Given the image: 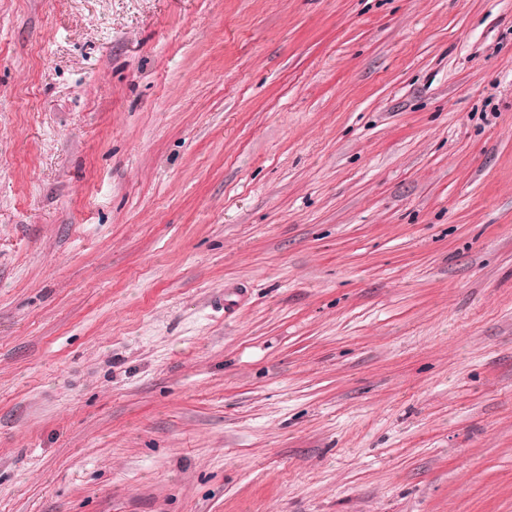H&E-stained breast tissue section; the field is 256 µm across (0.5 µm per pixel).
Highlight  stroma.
Returning <instances> with one entry per match:
<instances>
[{"mask_svg":"<svg viewBox=\"0 0 512 512\" xmlns=\"http://www.w3.org/2000/svg\"><path fill=\"white\" fill-rule=\"evenodd\" d=\"M0 512H512V0H0Z\"/></svg>","mask_w":512,"mask_h":512,"instance_id":"1","label":"stroma"}]
</instances>
